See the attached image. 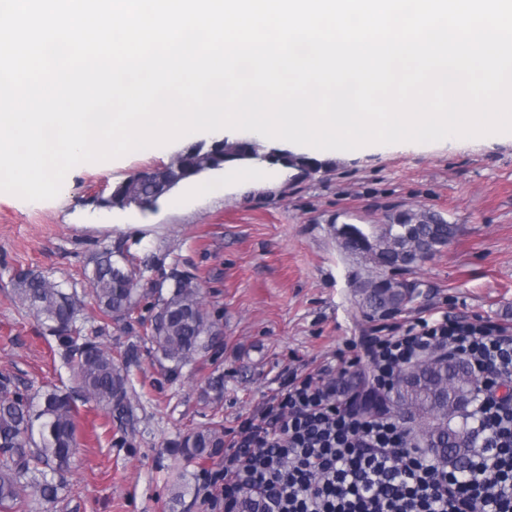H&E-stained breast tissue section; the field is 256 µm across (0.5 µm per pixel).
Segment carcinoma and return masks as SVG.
Segmentation results:
<instances>
[{"label": "carcinoma", "instance_id": "carcinoma-1", "mask_svg": "<svg viewBox=\"0 0 512 512\" xmlns=\"http://www.w3.org/2000/svg\"><path fill=\"white\" fill-rule=\"evenodd\" d=\"M222 168L218 153L195 149L181 150L168 166L182 172V181ZM120 187L123 198L116 201L118 206L128 199L150 210L163 195L153 182L136 177ZM346 228L341 237L343 249L380 270L379 275L360 283L359 294L362 306L381 316L401 311L420 295L418 282L399 279L396 273L422 263L447 246L455 234L454 225L440 215L413 210L399 213L378 233H367L356 224ZM126 262L123 254L110 250L93 258L89 296L100 315L98 330L112 322L128 321L141 301L153 299L143 333L160 359L170 363L168 371L176 374L213 348L216 322L203 306L194 276L174 268L151 287L141 288ZM14 291L22 305L47 323L83 400L120 420H131L127 361L81 335L75 323L82 300L32 270L17 271ZM350 393L357 396L362 412L389 414L398 421L405 418L406 409L415 407L411 421L418 423V429L436 435L437 442L428 450L448 449L447 464L454 466L471 455L465 424L456 423L476 397L465 362L443 359L425 367L411 364L386 390L370 386L362 371ZM77 414L74 399L67 393L52 388L28 395L12 388L8 380L0 381V512H22L30 490L48 501L58 498L62 483L54 477L69 469L78 449ZM171 452L187 462L218 459L224 455V429L214 426L192 431L173 442ZM197 479L196 473L180 476L170 493L171 512H178L185 497L196 490Z\"/></svg>", "mask_w": 512, "mask_h": 512}]
</instances>
